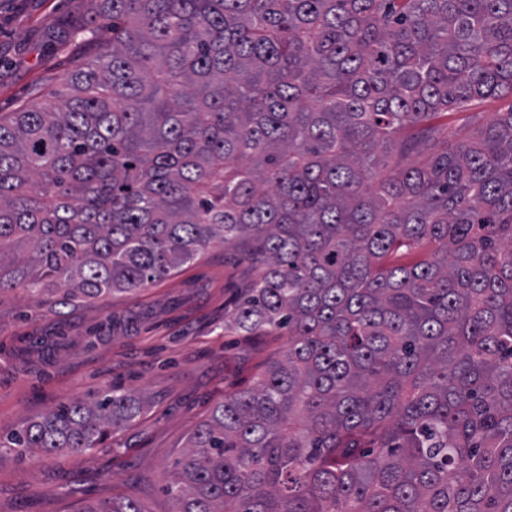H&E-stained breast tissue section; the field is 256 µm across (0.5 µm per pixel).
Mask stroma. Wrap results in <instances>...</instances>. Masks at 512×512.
Returning <instances> with one entry per match:
<instances>
[{
  "label": "stroma",
  "mask_w": 512,
  "mask_h": 512,
  "mask_svg": "<svg viewBox=\"0 0 512 512\" xmlns=\"http://www.w3.org/2000/svg\"><path fill=\"white\" fill-rule=\"evenodd\" d=\"M84 12L83 0H0V117L67 96L63 76L94 54L77 36ZM256 274L217 245L160 282L91 305H59L55 292L0 295V433L114 386L144 405L89 455L0 451V512H82L127 498L145 512H171L164 479L189 435L288 348L284 332L224 333Z\"/></svg>",
  "instance_id": "stroma-1"
}]
</instances>
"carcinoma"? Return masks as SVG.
<instances>
[{
    "mask_svg": "<svg viewBox=\"0 0 512 512\" xmlns=\"http://www.w3.org/2000/svg\"><path fill=\"white\" fill-rule=\"evenodd\" d=\"M71 97L0 118V292L86 302L215 244L288 350L190 435L172 512H512V0H91ZM112 387L0 434L90 454ZM92 512H144L134 501ZM511 104L510 97H500L496 99H490L483 104H481L475 112H479L478 116H473L474 113H459V114H451L448 117H440L437 119V122L440 124H445L448 122V126H452L454 124H461L465 120H475L477 123H484L489 119L493 118L495 112H503L508 109Z\"/></svg>",
    "mask_w": 512,
    "mask_h": 512,
    "instance_id": "obj_1",
    "label": "carcinoma"
}]
</instances>
